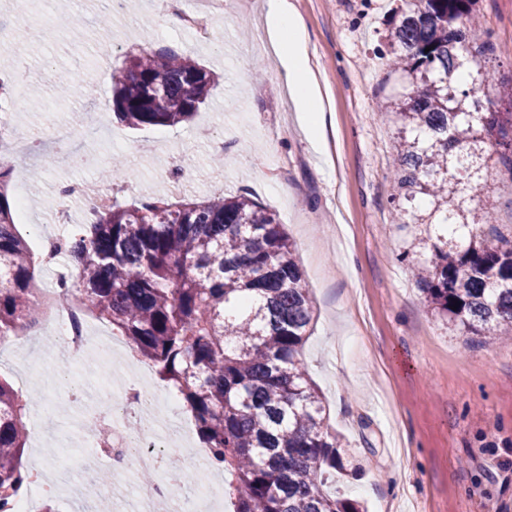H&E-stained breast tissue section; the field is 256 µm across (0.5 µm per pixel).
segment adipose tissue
<instances>
[{
    "mask_svg": "<svg viewBox=\"0 0 512 512\" xmlns=\"http://www.w3.org/2000/svg\"><path fill=\"white\" fill-rule=\"evenodd\" d=\"M269 41L275 49L294 102L309 117V131L324 141V102L307 52L304 30L289 0H266Z\"/></svg>",
    "mask_w": 512,
    "mask_h": 512,
    "instance_id": "1",
    "label": "adipose tissue"
}]
</instances>
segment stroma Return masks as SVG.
Listing matches in <instances>:
<instances>
[{"mask_svg": "<svg viewBox=\"0 0 512 512\" xmlns=\"http://www.w3.org/2000/svg\"><path fill=\"white\" fill-rule=\"evenodd\" d=\"M306 36L323 95L327 144L312 143L289 95L277 58L255 46L266 28L265 0H224L210 42L170 24L152 0H0V81L18 137L0 154H20L13 191L26 193L19 232L40 248L53 233L56 190L72 180L111 190L122 203L165 197L201 199L248 193L283 224L296 247L318 312L304 348L308 373L342 440L345 460L359 467L338 488L367 512H512V339L465 342L426 307L410 275L422 258L415 225L395 223L394 143L397 125L378 104L393 92L382 52L405 0H290ZM53 10L58 24L33 16ZM474 36L491 41L485 63L495 80L481 100L498 101L512 87V0H477ZM167 46L222 76L194 118L175 126L131 129L108 108L111 75L125 56ZM76 85L59 97L46 71ZM43 105L20 108L32 88ZM100 126L75 132L72 144L98 152L78 167L54 138L88 100ZM223 167H215V143ZM123 168L100 173L113 157ZM0 379L20 393L48 396L54 414L28 430L23 466L47 449L78 454L77 467L47 468V490L34 512H95L97 500L76 497L92 475L111 468L103 449L86 447L82 424L98 408L97 365L83 362L85 405L74 408L28 381L14 348L0 347Z\"/></svg>", "mask_w": 512, "mask_h": 512, "instance_id": "1", "label": "stroma"}]
</instances>
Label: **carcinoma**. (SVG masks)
<instances>
[{"mask_svg":"<svg viewBox=\"0 0 512 512\" xmlns=\"http://www.w3.org/2000/svg\"><path fill=\"white\" fill-rule=\"evenodd\" d=\"M475 0H409L393 28L391 66L411 85L380 111L403 126L396 145L399 198L429 199L423 213L395 206L394 221L424 227L426 257L412 270L428 310L484 341L512 326V237L469 190L482 169L512 178V91L503 112L477 92L490 72L468 48ZM470 88L458 90L462 81ZM218 76L168 47L125 57L112 71V112L143 129L192 119ZM77 275L58 282L125 336L137 356L177 390L226 477L233 512H361L327 485L348 474L341 441L302 357L314 301L295 247L275 216L249 195L200 201H113L65 238ZM37 262L0 190V342L19 336L35 310ZM457 309H451L454 304ZM23 405L0 381V488L21 484Z\"/></svg>","mask_w":512,"mask_h":512,"instance_id":"obj_1","label":"carcinoma"}]
</instances>
